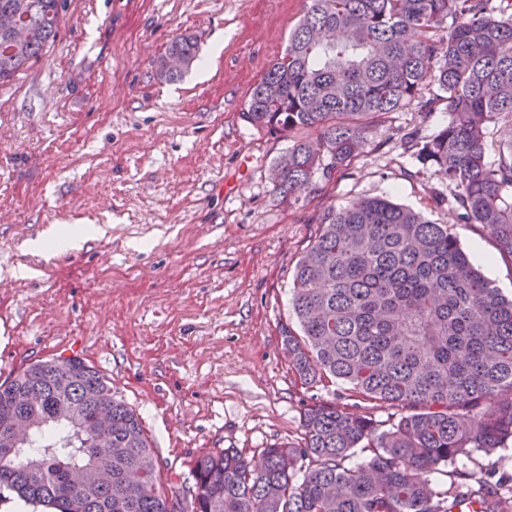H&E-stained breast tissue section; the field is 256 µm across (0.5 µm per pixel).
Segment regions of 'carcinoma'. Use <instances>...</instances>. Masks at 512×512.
<instances>
[{
	"instance_id": "carcinoma-1",
	"label": "carcinoma",
	"mask_w": 512,
	"mask_h": 512,
	"mask_svg": "<svg viewBox=\"0 0 512 512\" xmlns=\"http://www.w3.org/2000/svg\"><path fill=\"white\" fill-rule=\"evenodd\" d=\"M492 0H306L285 50L251 89L245 120L292 141L273 190L297 203L364 152L374 126L435 82L448 123L402 138L415 164L450 191L512 262V14ZM66 0H0V83L54 42ZM26 31L12 39L6 23ZM192 37L174 38L189 67ZM498 134L489 138L490 130ZM497 159H487L489 150ZM300 333L282 328L304 384L349 386L397 408L384 424L333 400L301 415V438L262 449L261 466L236 448L190 461L182 512H512V475L483 469L434 490L428 476L475 453L512 447V298L472 262L446 224L383 197L323 214L291 287ZM112 409V433L94 434ZM367 447L365 464L344 466ZM54 512H175L162 490L141 419L83 358L32 362L0 383V502Z\"/></svg>"
}]
</instances>
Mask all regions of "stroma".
Instances as JSON below:
<instances>
[{"mask_svg": "<svg viewBox=\"0 0 512 512\" xmlns=\"http://www.w3.org/2000/svg\"><path fill=\"white\" fill-rule=\"evenodd\" d=\"M303 0H67L55 42L0 84V381L79 355L111 379L153 441L164 492L180 499L200 453L250 457L297 441L313 398L361 407L346 385L307 386L282 328L289 283L328 208L390 196L448 225L505 296L512 265L493 240L426 196L400 142L447 124L435 84L374 127L364 152L298 203L272 189L289 145L245 122L252 87L284 51ZM192 36L178 80L158 62ZM97 225L75 249L56 230ZM197 48V41H195L192 37L181 36L174 38L169 43L165 56L162 57L159 61L160 73L170 80H174L180 77L182 68L178 71L165 70L166 59L171 56L179 57L184 63V68H188L196 57Z\"/></svg>", "mask_w": 512, "mask_h": 512, "instance_id": "stroma-1", "label": "stroma"}]
</instances>
